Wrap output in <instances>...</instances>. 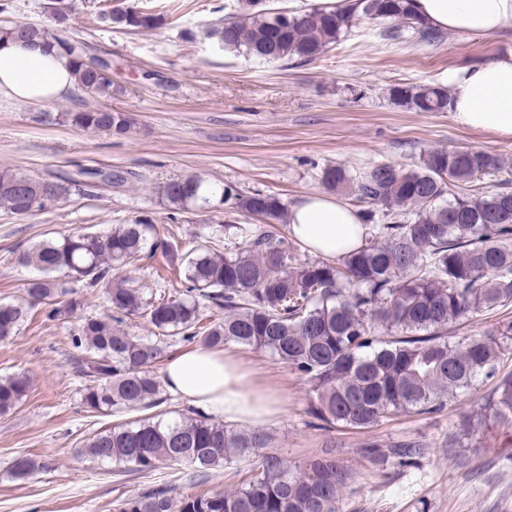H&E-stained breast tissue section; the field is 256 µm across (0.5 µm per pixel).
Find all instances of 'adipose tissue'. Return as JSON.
<instances>
[{"mask_svg": "<svg viewBox=\"0 0 512 512\" xmlns=\"http://www.w3.org/2000/svg\"><path fill=\"white\" fill-rule=\"evenodd\" d=\"M414 12L431 28L461 36L493 34L512 24V0H412ZM449 110L465 127L512 139V55L497 62L451 72ZM68 59L43 45L0 42V92L25 103H49L75 88ZM290 234L310 252L329 257L358 247L365 234L355 212L318 194L289 213ZM170 394L194 409L227 422L261 423L283 400L254 385L249 368L219 349L178 355L163 371Z\"/></svg>", "mask_w": 512, "mask_h": 512, "instance_id": "obj_1", "label": "adipose tissue"}]
</instances>
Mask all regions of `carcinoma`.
I'll return each instance as SVG.
<instances>
[{
    "label": "carcinoma",
    "mask_w": 512,
    "mask_h": 512,
    "mask_svg": "<svg viewBox=\"0 0 512 512\" xmlns=\"http://www.w3.org/2000/svg\"><path fill=\"white\" fill-rule=\"evenodd\" d=\"M233 7L208 36L223 49H242L268 62L313 61L359 18L388 23L382 36L390 40L407 33L420 44L441 39L413 13L411 0H351L344 10L284 7L277 14L263 0H234ZM97 14L129 31L158 24V16L133 6ZM27 38L68 56L86 93L110 98L121 92L112 83V62L94 65L82 42L33 23L0 25V42ZM389 94L418 112L448 111V89L440 84L395 85ZM73 122L117 136L132 126L127 114L110 109L76 112ZM504 170L497 155L447 150L425 152L408 167L378 162L353 174L340 165L325 167L322 184L354 196L365 227L364 243L336 260L302 261L298 243L288 236L231 224L234 246L222 252L208 241L183 252L147 219L43 240L20 256L39 272L27 283V298L0 299V340L16 335L35 305L51 306V317L74 313L80 303L64 299L65 281L101 287L106 314L84 319L71 338L82 351L74 369L83 404L104 416L156 413L99 431L81 455L139 473L182 464L209 471L250 461L233 490L185 496L155 487L122 499L117 512H336L351 480L336 450L290 466L267 451L270 437L261 430H237L194 409L173 416L159 410L165 398L153 371L164 352L158 338L270 352L309 385L311 415L320 428L365 430L399 414H432L484 380L494 386L480 413L468 417L465 436L476 439L489 421L511 427L512 373L499 374V361L512 349V322L462 340L448 336L453 323L512 303V189L504 181L481 194L467 192L473 179ZM99 181L122 187L127 178L82 166L47 177L1 173L0 208L16 215L39 211L67 198L76 183ZM202 185L197 177L172 180L159 193L184 211L210 203L199 194ZM219 201L270 225L288 223L287 207L271 194L227 186ZM158 252L184 284L177 297H149L118 273ZM131 317L150 323L155 337L126 331ZM30 385L24 372L1 377L0 414L14 409ZM363 453L384 469L409 463L421 448L414 442L388 448L370 443ZM43 468L19 455L11 474L27 479Z\"/></svg>",
    "instance_id": "cac0c4a2"
}]
</instances>
